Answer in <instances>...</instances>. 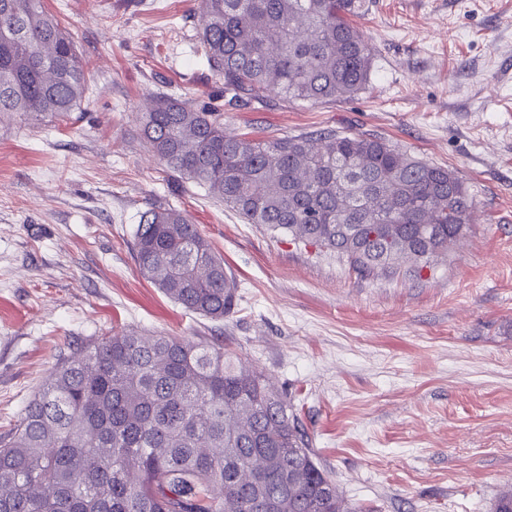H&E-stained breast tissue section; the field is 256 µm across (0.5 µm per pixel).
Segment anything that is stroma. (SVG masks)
I'll return each mask as SVG.
<instances>
[{
    "mask_svg": "<svg viewBox=\"0 0 512 512\" xmlns=\"http://www.w3.org/2000/svg\"><path fill=\"white\" fill-rule=\"evenodd\" d=\"M89 90L70 116L0 119V432L60 359L120 330L220 341L285 392L347 503L491 512L512 486V0H361L365 91L242 106L199 47L201 0H44ZM255 138L335 130L453 170L470 227L420 275L365 277L244 223L141 133L152 96ZM186 213L237 285L216 322L139 272L142 212Z\"/></svg>",
    "mask_w": 512,
    "mask_h": 512,
    "instance_id": "35a3bbf8",
    "label": "stroma"
}]
</instances>
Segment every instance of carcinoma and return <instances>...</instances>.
<instances>
[{
    "label": "carcinoma",
    "mask_w": 512,
    "mask_h": 512,
    "mask_svg": "<svg viewBox=\"0 0 512 512\" xmlns=\"http://www.w3.org/2000/svg\"><path fill=\"white\" fill-rule=\"evenodd\" d=\"M358 0H203L200 40L224 92L247 104L334 102L366 88L374 47ZM88 90L73 38L43 0H0V116H67ZM152 152L248 224L334 254L357 273L433 267L474 205L463 181L381 138L334 131L251 139L221 114L153 97ZM141 275L222 321L236 284L197 225L142 212ZM0 512H366L317 461L286 394L224 346L116 332L76 349L0 434Z\"/></svg>",
    "instance_id": "obj_1"
}]
</instances>
